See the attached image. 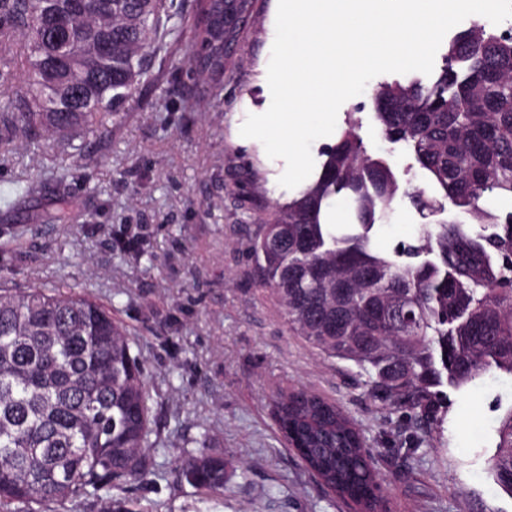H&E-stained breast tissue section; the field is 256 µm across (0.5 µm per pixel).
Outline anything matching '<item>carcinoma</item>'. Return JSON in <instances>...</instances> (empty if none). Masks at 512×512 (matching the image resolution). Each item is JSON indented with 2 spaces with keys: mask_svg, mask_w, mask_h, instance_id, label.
<instances>
[{
  "mask_svg": "<svg viewBox=\"0 0 512 512\" xmlns=\"http://www.w3.org/2000/svg\"><path fill=\"white\" fill-rule=\"evenodd\" d=\"M0 0V45L25 63L22 94L0 115L40 147L37 132L74 140L106 118L149 73L165 0ZM252 0H201L191 65L221 89ZM475 23L448 40L426 79L377 85V132L412 154L426 186L401 185L368 153L355 113L320 167L288 201L256 197L248 244L258 286L288 329L365 378L368 394L432 420L446 398L486 375L512 378V39ZM408 200L424 218L412 242L387 251L378 231ZM337 200L351 224L328 223ZM274 418L306 468L362 512H382L372 450L333 403L304 390L279 395ZM161 438L134 341L112 312L65 288L0 286V512L63 503L142 478ZM512 494V413L488 459ZM181 478L219 490L224 458L187 456Z\"/></svg>",
  "mask_w": 512,
  "mask_h": 512,
  "instance_id": "obj_1",
  "label": "carcinoma"
}]
</instances>
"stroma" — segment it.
Here are the masks:
<instances>
[{"instance_id": "1", "label": "stroma", "mask_w": 512, "mask_h": 512, "mask_svg": "<svg viewBox=\"0 0 512 512\" xmlns=\"http://www.w3.org/2000/svg\"><path fill=\"white\" fill-rule=\"evenodd\" d=\"M197 0H167L168 31L148 81L80 150L19 134L0 145V281L67 285L111 308L132 333L166 450L146 477L113 491L121 512H354L302 465L278 431L272 395L308 390L340 406L375 453L387 512H512L487 460L512 413V379L449 392L437 420L370 399L345 363L288 330L283 310L249 277L246 248L258 190L287 201L285 169L241 137L247 115L271 103L267 67L277 0H254L219 94L189 62L198 50ZM369 153L390 155L421 184L413 157L376 134L359 107ZM31 187L18 197V183ZM98 186L88 193L86 183ZM138 236L136 250L123 239ZM224 457L230 479L207 492L181 481L182 459Z\"/></svg>"}]
</instances>
